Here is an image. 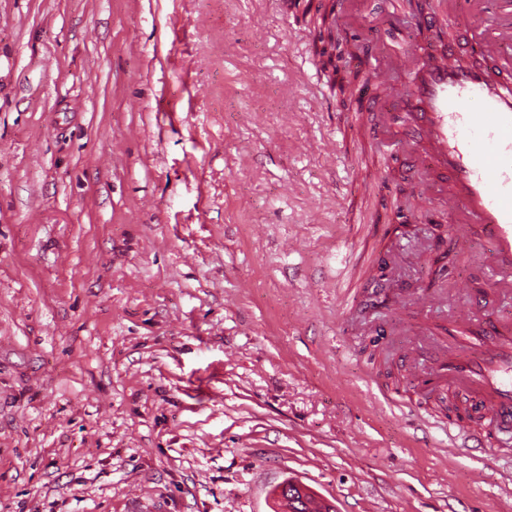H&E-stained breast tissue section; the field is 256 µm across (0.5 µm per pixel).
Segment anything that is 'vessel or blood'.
Listing matches in <instances>:
<instances>
[{
    "label": "vessel or blood",
    "mask_w": 512,
    "mask_h": 512,
    "mask_svg": "<svg viewBox=\"0 0 512 512\" xmlns=\"http://www.w3.org/2000/svg\"><path fill=\"white\" fill-rule=\"evenodd\" d=\"M477 5L512 23V0H436L423 20L429 40L396 51L407 86L388 104L397 135L413 144L403 175L429 169L443 177L441 197H423V204L452 215L448 239L457 251L483 242L490 288L512 297V32L477 24ZM385 253L373 247L359 271L356 303H376L368 289ZM418 333L433 337L437 350L428 358L407 351L402 365L424 388L453 391L479 419L449 430V450L512 436V317L482 327L466 305L447 323L424 322Z\"/></svg>",
    "instance_id": "1"
}]
</instances>
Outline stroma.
<instances>
[{"mask_svg": "<svg viewBox=\"0 0 512 512\" xmlns=\"http://www.w3.org/2000/svg\"><path fill=\"white\" fill-rule=\"evenodd\" d=\"M336 25L379 66L422 34L399 0ZM286 0H0V512H501L512 459L448 450L409 405L415 291L488 298L477 251L397 191L388 277L355 314L365 145ZM433 424L421 427V416Z\"/></svg>", "mask_w": 512, "mask_h": 512, "instance_id": "obj_1", "label": "stroma"}]
</instances>
